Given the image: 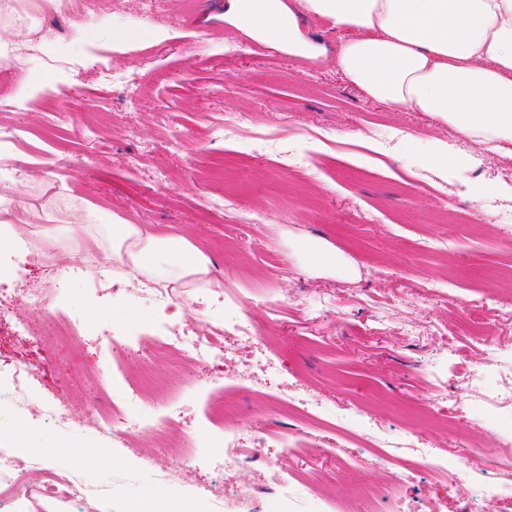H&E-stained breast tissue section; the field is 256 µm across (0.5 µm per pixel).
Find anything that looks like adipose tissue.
Instances as JSON below:
<instances>
[{"mask_svg": "<svg viewBox=\"0 0 512 512\" xmlns=\"http://www.w3.org/2000/svg\"><path fill=\"white\" fill-rule=\"evenodd\" d=\"M56 7L0 0V30L27 40ZM316 17L346 30L336 50L306 35ZM224 18L275 50L334 63L372 99L433 115L488 148L512 146V0H226ZM29 210L13 187H0V244L22 240L18 220ZM112 257L152 285L211 286L199 247L134 224L113 225Z\"/></svg>", "mask_w": 512, "mask_h": 512, "instance_id": "adipose-tissue-1", "label": "adipose tissue"}]
</instances>
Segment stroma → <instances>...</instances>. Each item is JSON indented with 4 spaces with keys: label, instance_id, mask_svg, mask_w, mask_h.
I'll list each match as a JSON object with an SVG mask.
<instances>
[{
    "label": "stroma",
    "instance_id": "1",
    "mask_svg": "<svg viewBox=\"0 0 512 512\" xmlns=\"http://www.w3.org/2000/svg\"><path fill=\"white\" fill-rule=\"evenodd\" d=\"M224 3L165 0L151 20L145 0H107L105 30L45 15L26 83L0 111V173L15 170L42 207L24 219L23 248H0V385L33 367L27 404L0 401V462L43 461L44 442L86 455L78 473L111 512H340L346 502L359 512L353 486L395 477L403 497L382 512H482L489 498L464 489L512 493L502 464L512 415L470 383L486 358L512 364V154L366 97L335 65L248 39ZM64 55L68 67H47ZM111 64L138 93L100 80ZM234 123L247 138L225 136ZM260 137L289 146L298 165L258 149ZM439 148L451 165L432 163ZM436 185L459 221L443 218ZM78 203L98 222L68 223ZM107 222L198 245L211 294L140 296L137 271H112ZM36 238L59 247L62 286L36 264ZM311 244L337 263L313 261ZM33 288L45 291L43 313L26 301ZM241 310L263 341L227 332L189 353L146 342L160 323L205 338ZM476 316L494 341L473 335ZM61 319L81 334L48 341ZM145 379L158 391L186 385L168 431L136 427L163 407L136 396ZM46 400L60 418L38 412ZM114 408L126 436L101 430ZM228 429L248 451L242 462L224 458ZM416 436L438 455L412 472L376 446ZM284 437L301 451L288 453ZM182 439L193 452L173 482L161 451ZM271 466L279 485L258 488Z\"/></svg>",
    "mask_w": 512,
    "mask_h": 512
}]
</instances>
